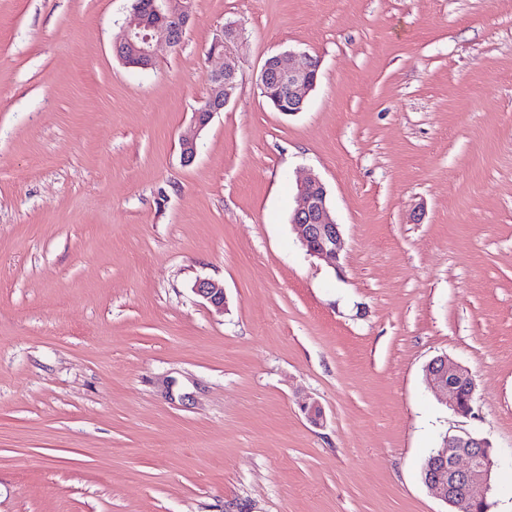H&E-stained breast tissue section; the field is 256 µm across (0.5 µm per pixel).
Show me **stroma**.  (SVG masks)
Segmentation results:
<instances>
[{
    "label": "stroma",
    "instance_id": "stroma-1",
    "mask_svg": "<svg viewBox=\"0 0 512 512\" xmlns=\"http://www.w3.org/2000/svg\"><path fill=\"white\" fill-rule=\"evenodd\" d=\"M133 3L0 0V512H446L420 471L465 431L512 512V0H192L148 70L114 51ZM299 51L286 115L259 76ZM311 174L335 267L291 231ZM237 37L233 26L225 25L211 43L209 54L224 59V65L209 75V98L206 104L194 113L193 129L181 138V157L185 163H191L197 153L198 134L209 124L212 117L223 112L230 103L238 85V68L233 54V43ZM318 62L307 52H289L285 56H273L261 73V87L266 92L270 84L278 87L288 99L287 115L302 112L309 92L317 82ZM193 292L218 311H224L226 295L224 285L212 279H199L192 286ZM425 377L431 390L462 417L473 415L476 383L471 373L448 355L437 356L425 367ZM466 396L465 405L462 397Z\"/></svg>",
    "mask_w": 512,
    "mask_h": 512
}]
</instances>
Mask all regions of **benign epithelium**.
<instances>
[{"label": "benign epithelium", "instance_id": "obj_1", "mask_svg": "<svg viewBox=\"0 0 512 512\" xmlns=\"http://www.w3.org/2000/svg\"><path fill=\"white\" fill-rule=\"evenodd\" d=\"M191 18V0H152L151 8L132 10L125 19L118 56L134 67L153 66L160 45L174 48L183 38ZM236 29L227 25L211 43L209 54L224 59V65L209 75L206 104L194 113L193 129L181 138V157L192 162L197 153L198 134L212 117L224 111L238 85V68L232 58ZM318 62L307 52L274 56L261 73V87L273 84L288 99L287 115L303 111L309 92L317 82ZM300 204L291 216L295 238L306 252L336 266L343 245L341 225L333 219L324 183L309 175L298 183ZM193 292L218 311L224 310V285L199 279ZM431 390L462 417L473 415L476 383L471 373L446 355L437 356L425 367ZM495 460L487 439L468 432L446 435L426 459L422 481L448 506L461 512H480L492 490Z\"/></svg>", "mask_w": 512, "mask_h": 512}]
</instances>
